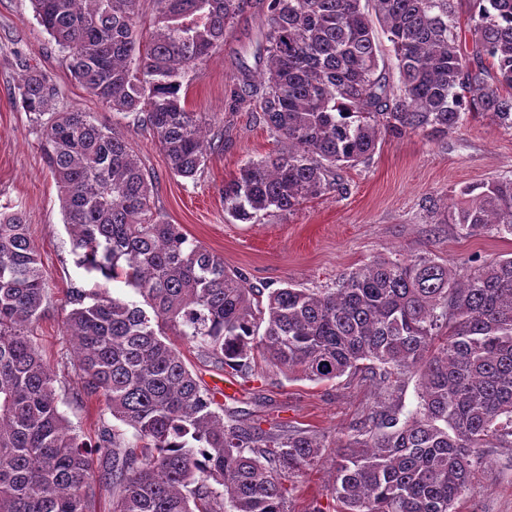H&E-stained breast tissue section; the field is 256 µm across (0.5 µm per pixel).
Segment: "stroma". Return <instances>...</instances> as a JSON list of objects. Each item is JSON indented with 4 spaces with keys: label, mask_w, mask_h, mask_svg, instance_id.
I'll use <instances>...</instances> for the list:
<instances>
[{
    "label": "stroma",
    "mask_w": 512,
    "mask_h": 512,
    "mask_svg": "<svg viewBox=\"0 0 512 512\" xmlns=\"http://www.w3.org/2000/svg\"><path fill=\"white\" fill-rule=\"evenodd\" d=\"M265 0L251 5L224 33L212 56L183 81L186 106L200 113L212 134H223V149L209 151L196 180L171 174L164 153L149 132L124 127L132 150L153 179L157 206L189 240L223 257L228 269L257 287L292 283L323 290L346 273L381 255L428 256L454 268L471 257L490 261L512 253V237L494 233L464 238L445 224L442 203L461 188L496 178H512V131L488 116L472 115L442 136L417 131L383 137L368 164L342 170L345 192L330 191L305 200L293 212H260L248 222L224 211L222 191L246 161L274 154L279 144L259 124L252 105L234 103L229 89L242 66L262 72L254 51L261 40ZM37 62L57 83L61 109L107 117L108 112L71 77L63 53L33 16L29 0H0V212H21L48 281L49 299L37 328L45 357L56 365L55 387L63 410L81 440L97 445L103 398L72 402L75 369L61 368L73 357L63 321L67 292L80 271L63 225L58 187L40 149L39 126L13 98L19 76L17 55ZM377 390L362 377L332 382L291 381L264 372L225 413L271 431L302 428L316 432L325 447L320 462L289 482L293 512H335L329 495L336 442L373 406ZM452 512H512V448H489L473 486Z\"/></svg>",
    "instance_id": "stroma-1"
}]
</instances>
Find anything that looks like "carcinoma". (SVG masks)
Here are the masks:
<instances>
[{
    "instance_id": "cac0c4a2",
    "label": "carcinoma",
    "mask_w": 512,
    "mask_h": 512,
    "mask_svg": "<svg viewBox=\"0 0 512 512\" xmlns=\"http://www.w3.org/2000/svg\"><path fill=\"white\" fill-rule=\"evenodd\" d=\"M250 0H155L148 46L139 0H30L73 78L112 116L152 134L172 174L207 161L205 122L181 101ZM268 0L256 80L234 101L255 106L282 144L224 183V209L250 221L291 212L371 159L386 136L447 134L477 111L512 130V0H470L469 67L453 0ZM387 35L397 90L380 70ZM15 102L35 115L63 221L83 270L65 333L78 401L104 398L128 434L101 422L95 472L61 411L56 372L34 340L48 299L21 213H0V512H88L100 484L112 512H289L285 482L316 463L306 430L272 433L224 420L215 392L186 366L180 336L246 382L265 367L289 380L366 372L378 400L336 445V512H450L484 449L512 448V253L463 271L431 257L379 256L324 291L266 290L166 221L152 178L126 138L91 112L59 110V89L17 55ZM448 223L463 236H512V179L462 188ZM121 282L122 296L110 291ZM417 378L407 414L390 399Z\"/></svg>"
}]
</instances>
